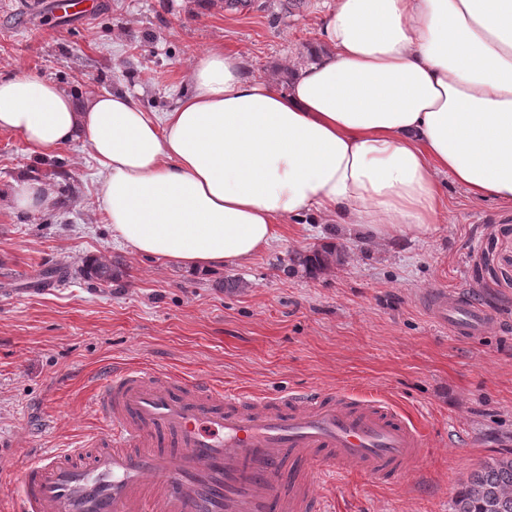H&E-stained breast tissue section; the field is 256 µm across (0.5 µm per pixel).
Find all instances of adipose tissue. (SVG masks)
I'll return each instance as SVG.
<instances>
[{
	"mask_svg": "<svg viewBox=\"0 0 512 512\" xmlns=\"http://www.w3.org/2000/svg\"><path fill=\"white\" fill-rule=\"evenodd\" d=\"M320 41L284 89L210 47L166 112L124 90L79 104L47 79L0 78V130L40 158L86 144L113 238L191 272L248 262L305 214L382 239L428 232L444 175L512 205V0H333ZM7 199L40 214L59 195L24 178Z\"/></svg>",
	"mask_w": 512,
	"mask_h": 512,
	"instance_id": "adipose-tissue-1",
	"label": "adipose tissue"
}]
</instances>
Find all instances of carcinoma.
<instances>
[{
    "label": "carcinoma",
    "mask_w": 512,
    "mask_h": 512,
    "mask_svg": "<svg viewBox=\"0 0 512 512\" xmlns=\"http://www.w3.org/2000/svg\"><path fill=\"white\" fill-rule=\"evenodd\" d=\"M333 251H315L298 257L299 263L310 270L325 267ZM121 273L114 263L96 259L86 262L82 275L90 280L108 283ZM452 512H512V457H495L484 461L467 482L455 493Z\"/></svg>",
    "instance_id": "1"
}]
</instances>
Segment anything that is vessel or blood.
I'll return each instance as SVG.
<instances>
[{
  "mask_svg": "<svg viewBox=\"0 0 512 512\" xmlns=\"http://www.w3.org/2000/svg\"><path fill=\"white\" fill-rule=\"evenodd\" d=\"M425 303L462 339L495 321L458 292ZM92 404L104 432L28 462L14 512H318L324 468L391 481L427 452L421 428L386 403L337 391L220 395L142 366L106 373Z\"/></svg>",
  "mask_w": 512,
  "mask_h": 512,
  "instance_id": "obj_1",
  "label": "vessel or blood"
}]
</instances>
